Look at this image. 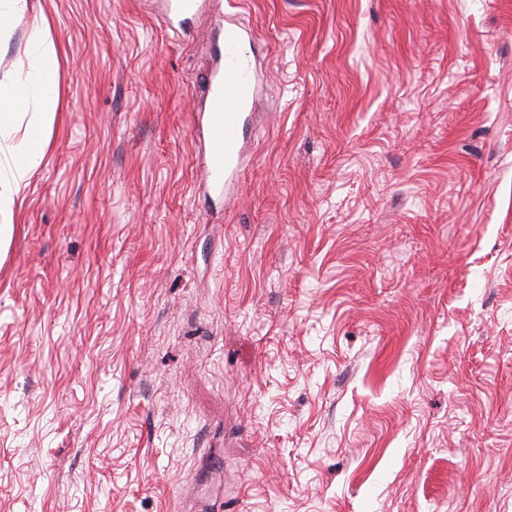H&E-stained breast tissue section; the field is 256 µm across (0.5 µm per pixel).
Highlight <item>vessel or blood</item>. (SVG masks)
<instances>
[{
	"instance_id": "b4317fda",
	"label": "vessel or blood",
	"mask_w": 512,
	"mask_h": 512,
	"mask_svg": "<svg viewBox=\"0 0 512 512\" xmlns=\"http://www.w3.org/2000/svg\"><path fill=\"white\" fill-rule=\"evenodd\" d=\"M201 0H167L169 26L193 16ZM217 53L220 69L207 81L206 108L196 129L206 148L202 168L213 191L223 192L239 176L244 165L246 114L259 84L253 66L258 38L233 19H225Z\"/></svg>"
}]
</instances>
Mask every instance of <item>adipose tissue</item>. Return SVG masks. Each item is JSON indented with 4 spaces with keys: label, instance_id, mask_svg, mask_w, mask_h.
<instances>
[{
    "label": "adipose tissue",
    "instance_id": "adipose-tissue-1",
    "mask_svg": "<svg viewBox=\"0 0 512 512\" xmlns=\"http://www.w3.org/2000/svg\"><path fill=\"white\" fill-rule=\"evenodd\" d=\"M58 53L37 23L27 41L26 66L18 84L0 85V252H6L17 204L39 167L58 102Z\"/></svg>",
    "mask_w": 512,
    "mask_h": 512
}]
</instances>
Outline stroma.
Masks as SVG:
<instances>
[{
	"instance_id": "1",
	"label": "stroma",
	"mask_w": 512,
	"mask_h": 512,
	"mask_svg": "<svg viewBox=\"0 0 512 512\" xmlns=\"http://www.w3.org/2000/svg\"><path fill=\"white\" fill-rule=\"evenodd\" d=\"M59 58L0 259V512H512V0H27ZM250 159L193 132L220 15ZM168 26L174 28L193 16L199 9L200 0H166ZM217 54L223 67L207 81L206 108L196 133L206 148L202 168L214 192H223L239 176L244 165L246 114L259 84L253 67L258 38L231 18H225Z\"/></svg>"
}]
</instances>
